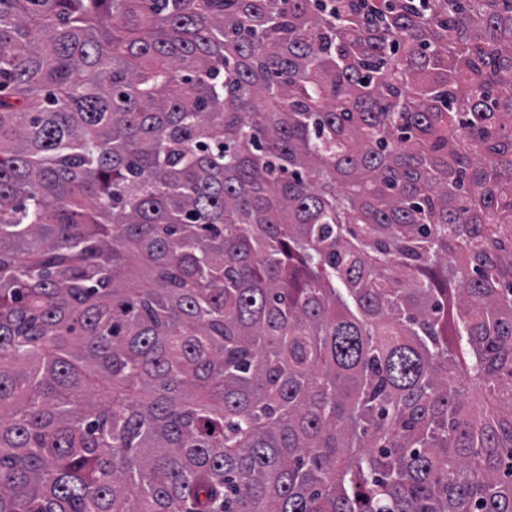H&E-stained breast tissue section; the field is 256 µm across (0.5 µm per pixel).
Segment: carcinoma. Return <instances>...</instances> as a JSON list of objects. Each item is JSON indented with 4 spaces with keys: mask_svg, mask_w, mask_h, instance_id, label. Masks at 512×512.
Segmentation results:
<instances>
[{
    "mask_svg": "<svg viewBox=\"0 0 512 512\" xmlns=\"http://www.w3.org/2000/svg\"><path fill=\"white\" fill-rule=\"evenodd\" d=\"M0 512H512V0H0Z\"/></svg>",
    "mask_w": 512,
    "mask_h": 512,
    "instance_id": "1",
    "label": "carcinoma"
}]
</instances>
